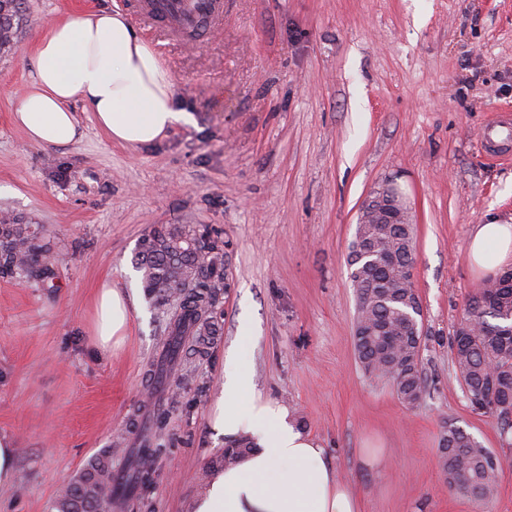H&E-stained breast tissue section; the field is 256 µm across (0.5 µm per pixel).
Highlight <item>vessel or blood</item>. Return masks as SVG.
<instances>
[{"mask_svg":"<svg viewBox=\"0 0 512 512\" xmlns=\"http://www.w3.org/2000/svg\"><path fill=\"white\" fill-rule=\"evenodd\" d=\"M224 12L223 0H141L140 16L161 22L164 37H181L197 31L200 17L216 25Z\"/></svg>","mask_w":512,"mask_h":512,"instance_id":"b4317fda","label":"vessel or blood"}]
</instances>
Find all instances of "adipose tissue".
<instances>
[{
	"mask_svg": "<svg viewBox=\"0 0 512 512\" xmlns=\"http://www.w3.org/2000/svg\"><path fill=\"white\" fill-rule=\"evenodd\" d=\"M31 86L13 113L28 139L62 147L81 136L71 109L87 104L112 140L134 147L158 142L194 117L180 108L173 83L157 52L125 14L103 10L53 22L39 39ZM512 257V224L476 225L468 258L493 271ZM136 296L105 282L96 292L93 336L111 352L126 336ZM225 442L250 436L255 447L215 473L193 512H360L350 488L325 460L319 440L291 417L288 406L257 393L239 356L224 361V390L211 420Z\"/></svg>",
	"mask_w": 512,
	"mask_h": 512,
	"instance_id": "ef3b65f1",
	"label": "adipose tissue"
}]
</instances>
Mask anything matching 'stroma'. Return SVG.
<instances>
[{"instance_id":"stroma-1","label":"stroma","mask_w":512,"mask_h":512,"mask_svg":"<svg viewBox=\"0 0 512 512\" xmlns=\"http://www.w3.org/2000/svg\"><path fill=\"white\" fill-rule=\"evenodd\" d=\"M224 3L223 27L198 38L138 26L195 117L149 147L112 141L79 104L82 138L68 146L36 145L12 122L47 26L114 0H27L29 21L0 55V211L44 228L55 269L49 284L0 277V436L16 456L0 512H50L101 449L128 470L147 447L152 485L124 512H192L225 466L208 420L233 351L257 391L321 441L360 512H512V436L471 409L451 349L490 278L468 260L473 229L512 224V163L481 145L512 104V0ZM388 179L416 229L426 392L412 408L355 353L348 254L361 204ZM173 224L225 242L228 288L211 312L219 338L202 355L186 340L153 386L173 309L130 274L142 238ZM106 281L134 288L144 311L109 355L88 340ZM449 422L502 462L488 503L448 486L438 444Z\"/></svg>"}]
</instances>
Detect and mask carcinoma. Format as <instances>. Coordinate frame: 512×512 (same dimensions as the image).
<instances>
[{"instance_id": "obj_1", "label": "carcinoma", "mask_w": 512, "mask_h": 512, "mask_svg": "<svg viewBox=\"0 0 512 512\" xmlns=\"http://www.w3.org/2000/svg\"><path fill=\"white\" fill-rule=\"evenodd\" d=\"M27 21L25 0H0V52ZM370 252L353 258L350 280L357 297L355 329L369 332L355 340L357 358L369 375L390 380L399 399L417 404L426 391L421 371V343L413 335L415 288L410 277L414 246L402 224L364 225ZM219 240L189 226L171 225L144 237L133 261L148 296L163 306L179 295L169 338L168 361L180 355L181 337H197V353H205L206 337L217 332L207 318L224 280ZM0 275L46 282L53 279L51 244L44 230L9 211L0 213ZM484 321L454 335V364L472 408L512 427V275L489 283L468 304ZM438 456L448 486L475 501L496 492L501 461L471 434L454 423L444 426ZM112 503V449L91 460L54 503L53 512H107Z\"/></svg>"}]
</instances>
